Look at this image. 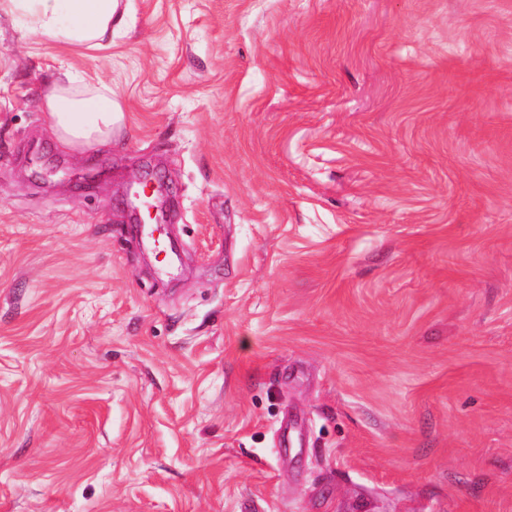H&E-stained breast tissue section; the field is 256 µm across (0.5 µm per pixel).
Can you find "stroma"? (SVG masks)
<instances>
[{
	"instance_id": "1",
	"label": "stroma",
	"mask_w": 512,
	"mask_h": 512,
	"mask_svg": "<svg viewBox=\"0 0 512 512\" xmlns=\"http://www.w3.org/2000/svg\"><path fill=\"white\" fill-rule=\"evenodd\" d=\"M123 16L0 13V512H512V0ZM64 64L110 146L57 144ZM119 0H1L0 12L24 18V37L97 48L112 42Z\"/></svg>"
}]
</instances>
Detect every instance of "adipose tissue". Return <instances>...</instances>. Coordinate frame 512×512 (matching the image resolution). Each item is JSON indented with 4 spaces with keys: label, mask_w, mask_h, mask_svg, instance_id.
<instances>
[{
    "label": "adipose tissue",
    "mask_w": 512,
    "mask_h": 512,
    "mask_svg": "<svg viewBox=\"0 0 512 512\" xmlns=\"http://www.w3.org/2000/svg\"><path fill=\"white\" fill-rule=\"evenodd\" d=\"M1 11L23 17L24 36L89 48L111 41L112 24L121 15L119 0H0ZM42 103L64 148L111 144L112 128L123 119L105 84L72 71L50 84Z\"/></svg>",
    "instance_id": "ef3b65f1"
}]
</instances>
